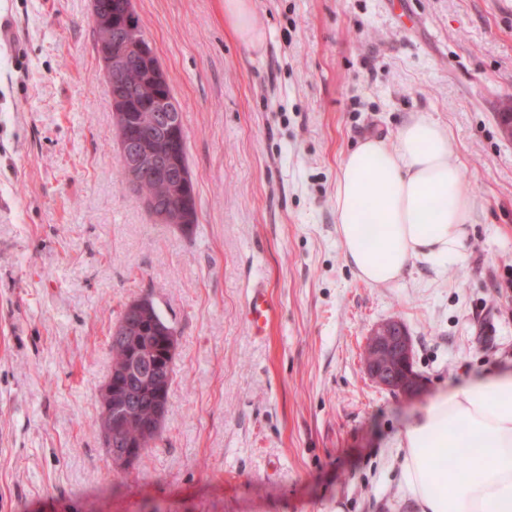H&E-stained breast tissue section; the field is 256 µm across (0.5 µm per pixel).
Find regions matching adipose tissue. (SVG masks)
<instances>
[{
    "label": "adipose tissue",
    "instance_id": "adipose-tissue-1",
    "mask_svg": "<svg viewBox=\"0 0 512 512\" xmlns=\"http://www.w3.org/2000/svg\"><path fill=\"white\" fill-rule=\"evenodd\" d=\"M224 20L241 43L259 47L252 0H224ZM449 140L448 129L422 113L392 139L361 141L342 158L336 232L362 281L386 286L416 262L463 259L474 200ZM396 446L420 512H512V370L438 392ZM456 448L475 451L467 474L439 464Z\"/></svg>",
    "mask_w": 512,
    "mask_h": 512
}]
</instances>
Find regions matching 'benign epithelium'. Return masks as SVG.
Returning <instances> with one entry per match:
<instances>
[{
  "instance_id": "obj_1",
  "label": "benign epithelium",
  "mask_w": 512,
  "mask_h": 512,
  "mask_svg": "<svg viewBox=\"0 0 512 512\" xmlns=\"http://www.w3.org/2000/svg\"><path fill=\"white\" fill-rule=\"evenodd\" d=\"M132 0H122L112 5V38L100 45L99 56L103 63V72L109 80L119 81L125 76L130 59L139 57L145 61L155 57V51L149 41L142 38L136 30L132 12ZM155 84L154 96L138 104L120 92L112 97V104L118 111L147 113L132 122L128 128H122L117 135V147L126 160L128 177L138 183L155 172L170 169L168 158L150 146L149 142L164 135L177 143L186 138L182 109L168 93L169 76L161 67L151 72ZM154 211L158 224H183L190 220L186 212L176 213L160 198L147 201ZM140 300H134L126 306L129 317L121 320L113 329L117 338L133 337L140 331L136 316ZM365 349L374 354L375 359L365 362V371L371 381L378 386L394 391L405 397H412L421 390V380L413 370V346L411 336L402 322L389 319L377 324L366 339ZM138 375L156 389L153 420L148 427L159 432L156 420L167 409L169 401L165 395L164 381L168 376V367L160 359L135 357ZM102 391L107 395H116L124 403L126 417L135 414L139 407V394L123 385L112 384L107 380ZM125 417L109 418L106 437L110 443V458L118 465L130 467L135 463V449L124 440Z\"/></svg>"
}]
</instances>
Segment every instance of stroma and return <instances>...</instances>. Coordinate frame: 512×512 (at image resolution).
<instances>
[{
	"instance_id": "obj_1",
	"label": "stroma",
	"mask_w": 512,
	"mask_h": 512,
	"mask_svg": "<svg viewBox=\"0 0 512 512\" xmlns=\"http://www.w3.org/2000/svg\"><path fill=\"white\" fill-rule=\"evenodd\" d=\"M253 2L256 49L224 0H133L183 111L186 233L124 179L90 0H0V512H418L397 435L436 392L512 367V0ZM421 112L474 197L466 259L371 286L336 234L339 162ZM145 296L176 377L161 440L124 470L96 394ZM391 318L410 399L364 371ZM265 292V288H253L246 311V318L253 334L260 337L265 336L271 313Z\"/></svg>"
}]
</instances>
